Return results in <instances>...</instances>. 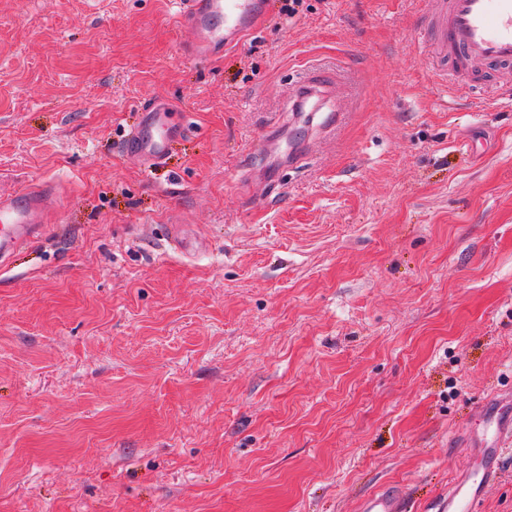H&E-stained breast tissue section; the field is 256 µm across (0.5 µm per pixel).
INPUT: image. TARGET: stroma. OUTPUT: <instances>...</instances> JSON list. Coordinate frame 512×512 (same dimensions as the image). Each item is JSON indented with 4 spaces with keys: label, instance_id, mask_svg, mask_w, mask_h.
<instances>
[{
    "label": "stroma",
    "instance_id": "obj_1",
    "mask_svg": "<svg viewBox=\"0 0 512 512\" xmlns=\"http://www.w3.org/2000/svg\"><path fill=\"white\" fill-rule=\"evenodd\" d=\"M419 9L303 0L201 63L178 0H0V195L62 199L0 266V512L447 497L512 393V75L455 98ZM156 99L192 125L144 169ZM331 81L330 76L322 73L309 74L302 83L292 88L290 93L292 108L303 105L311 98L323 96Z\"/></svg>",
    "mask_w": 512,
    "mask_h": 512
}]
</instances>
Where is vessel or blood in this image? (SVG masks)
I'll list each match as a JSON object with an SVG mask.
<instances>
[{
    "mask_svg": "<svg viewBox=\"0 0 512 512\" xmlns=\"http://www.w3.org/2000/svg\"><path fill=\"white\" fill-rule=\"evenodd\" d=\"M265 17V0H181L180 21L192 38L183 56L194 62L221 58L225 49L257 32ZM417 36L427 48L433 77L460 96L492 71L512 69V0H426ZM331 78L311 73L290 93L293 106L323 96ZM139 127L125 142L126 151L144 167L163 163L168 145L184 134L187 125L172 121L170 107L158 100L141 106ZM58 204L50 182L22 186L0 195V260L44 232L43 213ZM489 445L472 449V465L448 485V498L436 512H480L489 487L501 475L504 460L512 458V421L493 419ZM360 512H402L397 494L366 497Z\"/></svg>",
    "mask_w": 512,
    "mask_h": 512,
    "instance_id": "obj_1",
    "label": "vessel or blood"
}]
</instances>
